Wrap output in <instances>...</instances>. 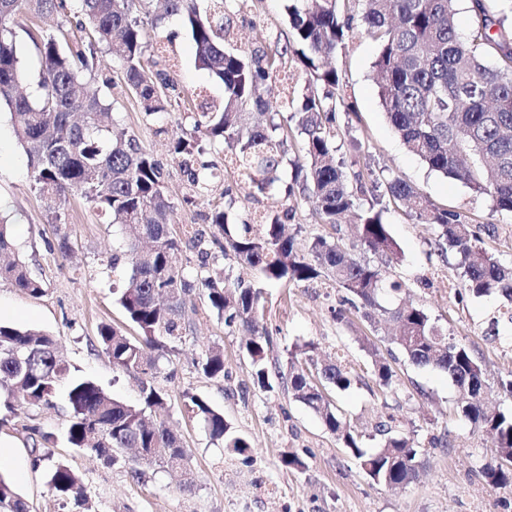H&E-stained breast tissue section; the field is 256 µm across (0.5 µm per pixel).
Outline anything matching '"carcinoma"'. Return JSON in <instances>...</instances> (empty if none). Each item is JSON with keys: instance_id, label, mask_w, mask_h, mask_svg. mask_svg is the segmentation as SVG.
<instances>
[{"instance_id": "1", "label": "carcinoma", "mask_w": 512, "mask_h": 512, "mask_svg": "<svg viewBox=\"0 0 512 512\" xmlns=\"http://www.w3.org/2000/svg\"><path fill=\"white\" fill-rule=\"evenodd\" d=\"M76 25L84 40L62 46L47 34L36 43L40 59L36 94L20 91L27 68L16 43L19 13L65 14L67 0H0V110L10 113L18 143L31 168V187L47 211L59 210L79 196L112 217L121 227L123 250L112 264L123 262L128 275L118 302L139 335L103 324L99 343L115 368L139 381L141 402L125 403L90 379L69 382L66 436L73 448H110L106 462H124L132 479L144 468L159 465L187 469L188 457L180 437L163 419H150L146 410L166 404V394L154 383L158 361L169 344L181 340L195 310L184 298L194 288L179 255L181 240L172 232L175 205L165 192L161 163L139 139L112 134V91L137 98L144 117L183 108L177 125L189 118L193 135H177L172 152L189 183L191 197L209 193L201 175L207 145L221 141L239 174L259 192L274 189L287 161L288 138L302 137V156L291 161L302 180L285 195L300 191L316 203V222L341 233V220L355 218L354 234L365 252L385 263L399 259V246L382 220L394 203L403 204L421 224L432 226L438 255L451 252L463 269L459 287L475 297L496 295L512 302V264H503L476 244L461 215L428 204L398 177L376 178L372 200L362 210L359 195L365 182L359 156L350 165L336 161L340 129L336 110L345 106L341 80L330 57L345 46L360 24L376 44L373 62L380 103L406 148L429 168L466 183L491 198L494 209L512 214V0H498L491 11L487 0H470L473 24L457 30L458 0H356L360 11L341 10L340 0H284L287 39H275L267 49L245 54L234 45L229 12L232 0H77ZM184 18L193 43L195 63L224 86L219 106L205 101L182 102L173 65L163 62L159 47L144 40L147 19L158 23L168 16ZM297 54L306 68L303 102L290 110L288 96L277 104L265 98L272 79L288 75L290 57ZM115 60L114 76L103 79L108 93H88L87 81L101 71V61ZM272 113L264 124L245 120V110ZM292 211L255 210L239 224L227 222L224 204L209 203L201 216L222 238L206 239L204 230L190 232L189 245L200 267L208 265L209 245L224 258L254 271L266 281L300 283L324 280L345 291L334 320L350 322V312L372 324L384 316L399 326L396 344L413 365L445 372L457 389L456 411L477 429L495 434L497 446L481 470L494 487L512 483V412L488 406L487 382L479 361L461 342L448 338L438 321L419 304L388 307L384 297L407 292L405 282L386 279L380 268L362 260L340 240L315 235L302 240L285 234ZM262 233H251L252 224ZM0 281L38 296L43 284L33 278L16 252L11 233L0 224ZM208 303L228 327L239 326L248 339L243 346L251 359L254 384L270 391L284 385L293 397L315 412L336 434L368 475L385 485H408L419 477L425 449L413 438L393 430L388 422L375 425L383 446L366 452L332 399L331 392L349 389L360 375L353 367L333 361L319 364L312 356L294 357L287 369L269 364L271 336L260 312L261 291L241 281L229 282L224 269L200 279ZM366 349L376 380L392 383L391 364L377 357L375 345ZM204 375H224V354L208 349L197 362ZM69 374L55 340L45 332L0 323V407L16 414V399L29 407H52L57 384ZM188 409L203 423L214 441L242 453L249 447L228 435L224 414L198 396H189ZM50 485L63 506L88 512L82 478L64 463L50 473ZM0 512H29L27 502L0 475Z\"/></svg>"}]
</instances>
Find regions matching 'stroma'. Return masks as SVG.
<instances>
[{
    "instance_id": "stroma-1",
    "label": "stroma",
    "mask_w": 512,
    "mask_h": 512,
    "mask_svg": "<svg viewBox=\"0 0 512 512\" xmlns=\"http://www.w3.org/2000/svg\"><path fill=\"white\" fill-rule=\"evenodd\" d=\"M231 20L244 51L269 45L277 32L288 29L281 0H264L255 11L252 0H233ZM16 39L28 70L37 66L34 36L58 34L60 41L74 42L78 30L63 25L61 17L42 18L30 13L19 17ZM150 42L164 43L177 63L175 77L182 94L221 100L222 83L194 61L192 41L182 17L171 16L145 30ZM376 46L365 35L350 34L335 66L343 83L346 106L336 113L342 135L338 157H348L352 141L368 148L367 169L372 174L394 176L421 191L436 206L459 212L483 248L504 263L512 262V215L493 211L487 197L466 184L428 169L406 150L380 104L373 79ZM117 129L136 135L168 172L167 191L176 205L173 229L183 232L200 224L207 204L185 202L186 178L171 153L170 138L158 127H173L175 114L143 119L134 100L118 98L113 111ZM205 161L213 163L212 197L231 188L230 223H240L258 206L281 209L289 205L294 217L288 233L306 238L325 235L331 228L316 223L314 205L303 196L285 200L263 196L236 174L224 169V146L208 148ZM0 215L18 225L15 234L20 256L32 274L44 283L45 292L30 296L0 282V321L34 326L55 336L71 365L73 376L89 378L105 391L131 404L139 401V382L113 367L98 343V327L108 323L127 335L137 330L126 318L115 291L124 280V267L110 260L122 248L118 226L106 224L94 204L70 198L62 223H53L43 200L30 186L28 158L14 137L8 112H0ZM384 220L401 250L399 262L385 267L390 279L403 280L416 303L439 319L445 331L464 343L481 361L491 385L493 404L512 410V394L502 390L512 380V327L500 325V335L489 338L490 319L506 301L500 297L476 298L459 292L460 270L456 258L442 260L436 251L434 232L418 223L404 207L390 208ZM492 235H485V227ZM67 234L69 260H62L60 234ZM260 305L272 335L269 356L288 363L303 345L315 344L318 361L346 358L361 380L334 401L351 425L364 436L367 449L379 448L377 422L394 417L398 431L426 444L425 470L403 488L373 483L358 460L329 432L310 409L296 402L284 387L264 391L253 382L250 360L242 348L245 333L228 328L213 313L203 291H193L187 308L196 312L181 341L159 361L157 386L167 394L163 412L180 435L190 457L194 483L184 489L177 473L152 466L135 482L123 465H109L97 456L72 448L66 440L65 386H58L54 407H25L15 424L0 428V442L10 456L0 462L7 477L27 501L30 512H66L49 485L47 464H33V435H47L46 450L52 460L70 466L83 479L95 512H512V484L489 486L481 475L494 445L491 435L476 429L457 415L456 390L447 374L393 362L391 387L378 385L371 358L362 348L373 342L380 356L392 347V327L369 325L352 316L350 323L333 320L332 310L343 297L340 289L320 281L261 285ZM224 352L223 376L210 378L197 363L208 347ZM196 395L224 414L234 435L249 444L247 452L234 453L223 443L210 440L201 422L191 417L185 402ZM448 433L446 448L429 447V439ZM298 455L306 467H288L286 453Z\"/></svg>"
}]
</instances>
